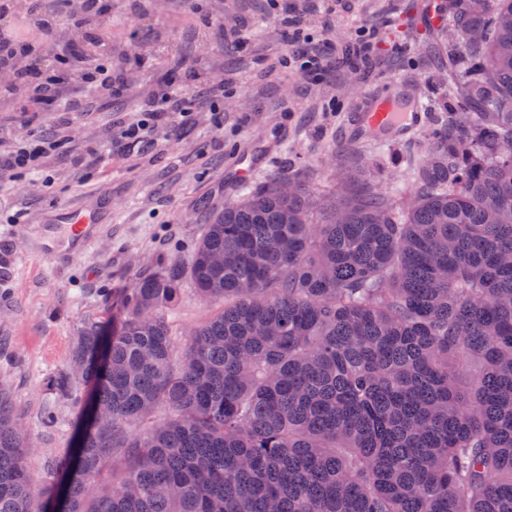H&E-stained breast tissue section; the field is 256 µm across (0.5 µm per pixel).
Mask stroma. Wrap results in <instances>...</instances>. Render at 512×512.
Segmentation results:
<instances>
[{
  "instance_id": "stroma-1",
  "label": "stroma",
  "mask_w": 512,
  "mask_h": 512,
  "mask_svg": "<svg viewBox=\"0 0 512 512\" xmlns=\"http://www.w3.org/2000/svg\"><path fill=\"white\" fill-rule=\"evenodd\" d=\"M294 16L307 34L296 44ZM454 16V0H112L104 39L126 58L124 90L71 113L65 127L26 92L0 97V153L30 129L63 142L44 172L0 185V385L35 446L34 478L73 444L80 407L48 382L66 368L81 321L105 317L113 292L140 272L190 262L210 214L241 193L238 155L255 158L253 185L294 176L330 198L351 169L353 190L407 204L429 132L448 123L449 60L435 36ZM362 37L370 56L356 54ZM302 54L317 57L314 73L299 72ZM404 76L420 85L423 131L350 141L362 90ZM217 81L220 97L211 91ZM167 84L183 90L188 116L150 147L113 139ZM30 110L38 120L29 129ZM76 205L100 222L95 242L75 255L65 235L49 231ZM217 308L184 281L170 314L174 334L184 337Z\"/></svg>"
}]
</instances>
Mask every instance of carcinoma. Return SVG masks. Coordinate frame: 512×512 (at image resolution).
<instances>
[{
    "label": "carcinoma",
    "mask_w": 512,
    "mask_h": 512,
    "mask_svg": "<svg viewBox=\"0 0 512 512\" xmlns=\"http://www.w3.org/2000/svg\"><path fill=\"white\" fill-rule=\"evenodd\" d=\"M456 2L449 124L407 206L282 176L224 204L188 266L84 321L50 387L112 421L81 407L40 481L0 389V512H512V0ZM186 278L224 307L180 342Z\"/></svg>",
    "instance_id": "cac0c4a2"
}]
</instances>
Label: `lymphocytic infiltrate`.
<instances>
[{
  "instance_id": "obj_1",
  "label": "lymphocytic infiltrate",
  "mask_w": 512,
  "mask_h": 512,
  "mask_svg": "<svg viewBox=\"0 0 512 512\" xmlns=\"http://www.w3.org/2000/svg\"><path fill=\"white\" fill-rule=\"evenodd\" d=\"M87 0H32L25 13L26 27L38 32L32 41L1 23L12 18L17 10L15 0H0V96L17 89L30 92L33 100H53L61 112H80L84 109V95L102 94L124 87L125 79L111 69L83 71L78 93L62 97L61 83L42 66L43 58L68 56L65 46L57 44L56 31L62 21L73 19ZM185 114V98L181 89L168 87L160 95L147 101L137 121L124 124L117 130L121 140L136 144L154 143L158 134L172 127L176 118ZM60 147L58 138L38 135L15 142L13 149L0 156V171H33L40 169L44 160Z\"/></svg>"
}]
</instances>
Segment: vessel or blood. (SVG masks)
I'll return each instance as SVG.
<instances>
[{
  "instance_id": "obj_1",
  "label": "vessel or blood",
  "mask_w": 512,
  "mask_h": 512,
  "mask_svg": "<svg viewBox=\"0 0 512 512\" xmlns=\"http://www.w3.org/2000/svg\"><path fill=\"white\" fill-rule=\"evenodd\" d=\"M398 84L404 90L398 97L382 96L373 91L363 95L355 115L361 135L387 139L421 129L423 113L413 105L418 97L414 82L402 78ZM65 231L83 249L96 239V226L91 216L81 210H67Z\"/></svg>"
}]
</instances>
